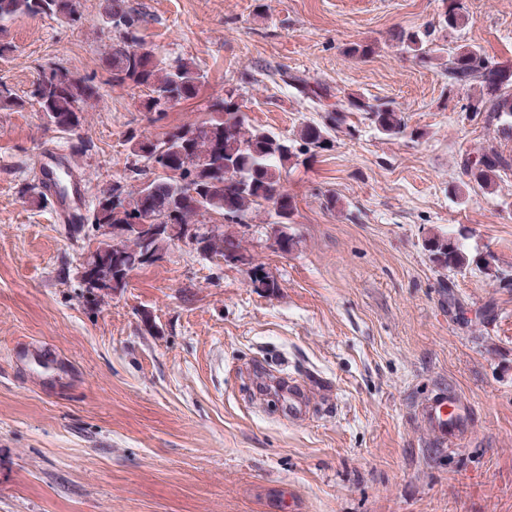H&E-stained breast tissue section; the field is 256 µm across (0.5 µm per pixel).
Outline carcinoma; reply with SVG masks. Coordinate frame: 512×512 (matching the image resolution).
Instances as JSON below:
<instances>
[{
    "label": "carcinoma",
    "mask_w": 512,
    "mask_h": 512,
    "mask_svg": "<svg viewBox=\"0 0 512 512\" xmlns=\"http://www.w3.org/2000/svg\"><path fill=\"white\" fill-rule=\"evenodd\" d=\"M81 0H0V22L20 14H49L60 16L71 25L82 21ZM112 27L118 33L112 42L107 65L112 71V84L128 82L147 90L143 107L160 119L166 109L159 101L166 99L180 104L196 96L201 75L195 63L187 58L167 62L140 43L138 30L142 18L124 0H112L108 13ZM427 30L403 32L398 40L420 61L432 59L443 51L429 43ZM448 83L455 86L478 85L480 97L471 105L474 116L488 125L496 126L499 134L512 139V71L502 69L473 46H459L446 61ZM282 81L303 97L317 103L332 97L327 86L310 83L288 72ZM38 89L31 98L40 112L49 115L54 127L77 132L83 124L82 105L99 96L89 80L66 77V70L48 67L37 80ZM348 112H363L372 120L377 131L388 137L406 132L401 113L385 104H373L362 97L338 99L325 110L322 121L306 123L296 138L288 139L254 126L243 112L235 90L210 105L208 119L182 126L168 133L169 140L153 141L132 133L127 138L130 155L135 161L130 168L131 178L150 181L151 192L127 191L108 187L96 197V203L81 223L93 227L100 224L124 226L146 207H151L158 224L198 225L204 215L215 214L228 224L242 225L247 212L255 207L273 203L284 211L283 224L290 223L294 203L284 187L282 170L301 155L315 156L331 147V132L341 128ZM179 148L193 161L189 168L172 162L163 146ZM512 170V156L491 148L481 153L462 155L459 176L465 186L476 185L490 191L498 174ZM171 238L163 233L145 241L139 235H129L114 248L107 240L98 242L90 253L88 265L100 273L113 276L125 271L127 265L139 259L144 250L166 251ZM433 263L442 268L462 270L470 265L463 245L441 234L428 237L424 243ZM205 257L235 256L245 251L239 233L224 230L219 236L203 235L194 246Z\"/></svg>",
    "instance_id": "obj_1"
}]
</instances>
